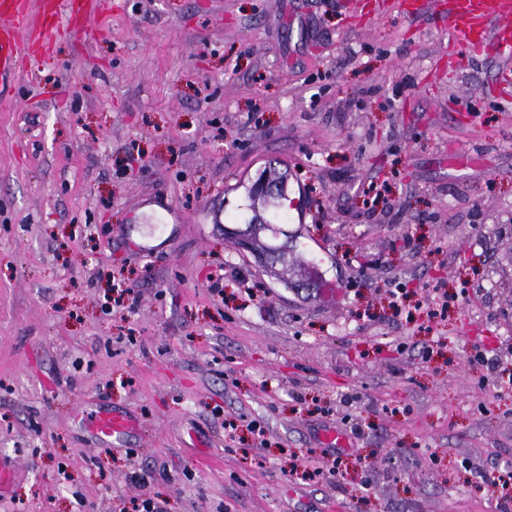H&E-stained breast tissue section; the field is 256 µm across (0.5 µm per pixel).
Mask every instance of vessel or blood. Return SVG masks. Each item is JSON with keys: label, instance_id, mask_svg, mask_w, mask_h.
<instances>
[{"label": "vessel or blood", "instance_id": "b4317fda", "mask_svg": "<svg viewBox=\"0 0 512 512\" xmlns=\"http://www.w3.org/2000/svg\"><path fill=\"white\" fill-rule=\"evenodd\" d=\"M95 9L94 0H42L34 15L25 0H0V89L20 67L21 40L32 43L48 38L62 15L71 25H82ZM451 17V28L463 50L512 53V0H454ZM92 425L100 437L118 439L136 423L129 416L104 411L94 416Z\"/></svg>", "mask_w": 512, "mask_h": 512}]
</instances>
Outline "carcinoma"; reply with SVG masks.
<instances>
[{
    "label": "carcinoma",
    "mask_w": 512,
    "mask_h": 512,
    "mask_svg": "<svg viewBox=\"0 0 512 512\" xmlns=\"http://www.w3.org/2000/svg\"><path fill=\"white\" fill-rule=\"evenodd\" d=\"M260 178L277 185V193L269 197H259L254 191H249L251 201L250 209L253 212L252 218L247 223L244 235L248 241V249L256 256L262 258V266L283 283H288L285 273L293 267H298L303 271L311 268V261L302 255L292 254L291 258H286L288 254V243L271 244L261 239L260 233L269 231L276 234V228L269 221L261 217L259 208L272 207L276 210L283 207V201L288 199L287 176L270 167L260 174Z\"/></svg>",
    "instance_id": "cac0c4a2"
}]
</instances>
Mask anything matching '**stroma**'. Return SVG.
Instances as JSON below:
<instances>
[{
    "instance_id": "35a3bbf8",
    "label": "stroma",
    "mask_w": 512,
    "mask_h": 512,
    "mask_svg": "<svg viewBox=\"0 0 512 512\" xmlns=\"http://www.w3.org/2000/svg\"><path fill=\"white\" fill-rule=\"evenodd\" d=\"M396 2L112 0L23 59L0 94V512L512 499L482 479L512 465L511 63L453 44L452 0ZM271 166L296 203L276 240L315 262L297 288L224 236ZM119 270L140 305L108 315ZM396 283L409 309L451 295L445 319L393 315ZM99 407L136 429L99 440ZM332 454L341 480L287 473Z\"/></svg>"
}]
</instances>
